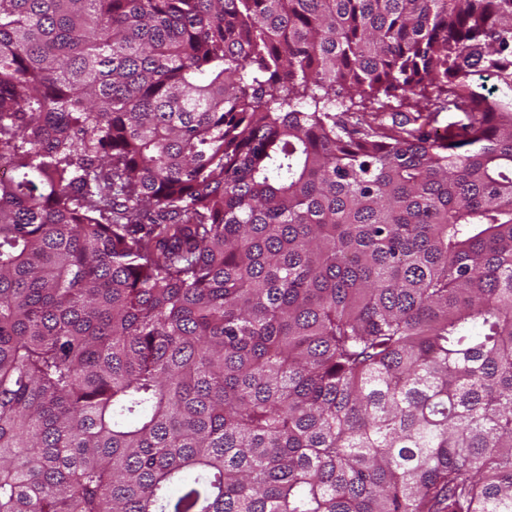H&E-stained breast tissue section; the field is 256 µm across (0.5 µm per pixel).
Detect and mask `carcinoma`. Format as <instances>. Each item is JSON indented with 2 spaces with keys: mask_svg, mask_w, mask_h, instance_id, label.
Here are the masks:
<instances>
[{
  "mask_svg": "<svg viewBox=\"0 0 512 512\" xmlns=\"http://www.w3.org/2000/svg\"><path fill=\"white\" fill-rule=\"evenodd\" d=\"M1 167L0 512H512V0H0Z\"/></svg>",
  "mask_w": 512,
  "mask_h": 512,
  "instance_id": "carcinoma-1",
  "label": "carcinoma"
}]
</instances>
